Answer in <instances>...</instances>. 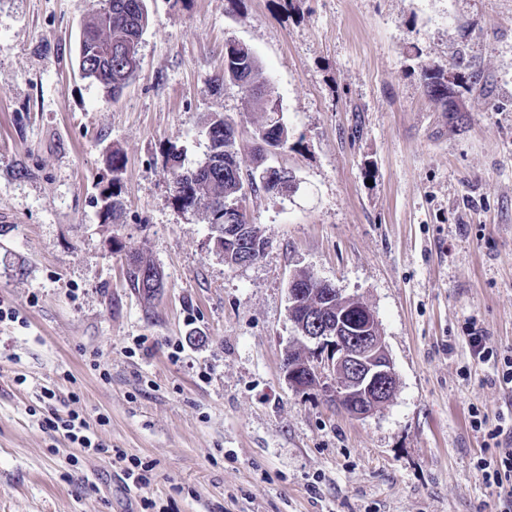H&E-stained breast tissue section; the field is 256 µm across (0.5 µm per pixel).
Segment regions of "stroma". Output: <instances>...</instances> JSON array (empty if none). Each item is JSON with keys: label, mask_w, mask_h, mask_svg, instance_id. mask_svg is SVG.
<instances>
[{"label": "stroma", "mask_w": 512, "mask_h": 512, "mask_svg": "<svg viewBox=\"0 0 512 512\" xmlns=\"http://www.w3.org/2000/svg\"><path fill=\"white\" fill-rule=\"evenodd\" d=\"M146 4L137 78L109 101L76 63L99 0H0V303L21 316L0 324V512H501L469 410L512 413V384L464 336L512 348V0ZM231 40L288 125L267 163L299 180L247 196L270 244L233 268L167 160L203 162L219 112L253 169L265 114L216 81ZM459 58L477 81L447 112L421 70ZM140 251L165 280L149 304L126 281ZM300 267L379 321L397 389L370 417L282 376ZM69 411L149 484L46 428Z\"/></svg>", "instance_id": "1"}]
</instances>
